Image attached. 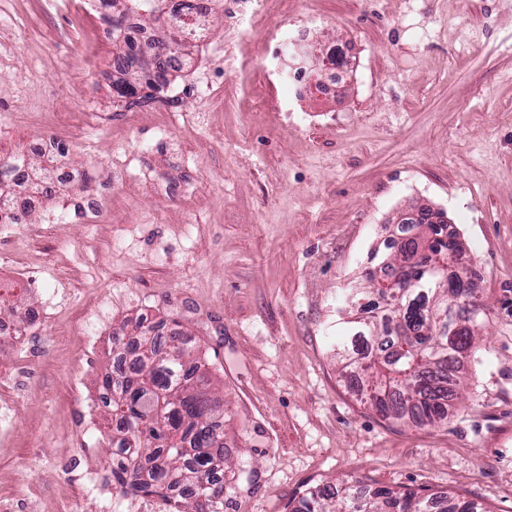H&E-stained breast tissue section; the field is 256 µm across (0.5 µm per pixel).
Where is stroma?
<instances>
[{"mask_svg": "<svg viewBox=\"0 0 512 512\" xmlns=\"http://www.w3.org/2000/svg\"><path fill=\"white\" fill-rule=\"evenodd\" d=\"M173 86L126 113L104 19L78 0H0V148L46 136L86 182L0 224V319H45L0 353V505L102 512L71 465L112 469V333L178 322L224 395V512H293L306 489L453 491L512 512V0H211ZM350 44L332 97L286 78L288 24ZM101 112L90 126L86 113ZM93 208L72 218L65 197ZM422 206L455 225L489 309L483 365L439 426L383 416L327 339L342 289Z\"/></svg>", "mask_w": 512, "mask_h": 512, "instance_id": "stroma-1", "label": "stroma"}]
</instances>
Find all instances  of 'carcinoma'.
Here are the masks:
<instances>
[{
    "instance_id": "obj_1",
    "label": "carcinoma",
    "mask_w": 512,
    "mask_h": 512,
    "mask_svg": "<svg viewBox=\"0 0 512 512\" xmlns=\"http://www.w3.org/2000/svg\"><path fill=\"white\" fill-rule=\"evenodd\" d=\"M166 0H109L123 30L135 16L180 49L157 57L153 65L134 67L138 47L123 34L112 37V88L119 98H134L138 88L160 89L190 63L198 40V19L190 12L166 11ZM27 161L19 182H0V224H24L30 215L26 197L48 196L61 152H38ZM401 224L397 233L407 249L422 251L420 260L403 267L405 287L386 300L366 301L360 288L339 295L336 323L329 340L341 370L358 392L389 418L417 424H439L462 399L464 363L481 362L479 332L484 304L468 281L461 297V277L450 270L459 242L444 234L445 224L429 220ZM140 319L131 330L112 333L113 370L102 380V403L112 419V489L123 496H161L173 501V512H224V496L233 492L218 473L224 471V404L211 387L209 372L191 358L193 345L178 329ZM292 512H476L471 502L448 504V497L416 491H363L314 488Z\"/></svg>"
}]
</instances>
